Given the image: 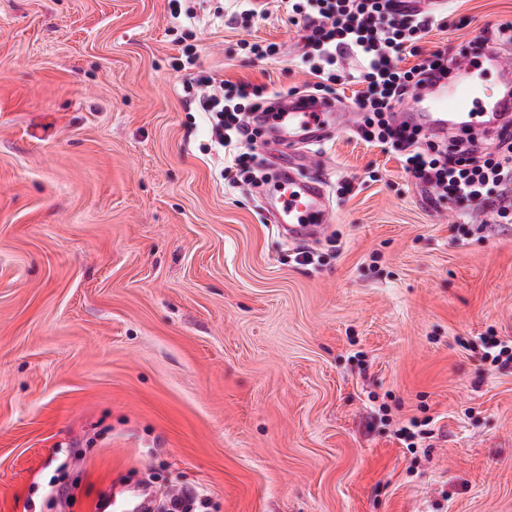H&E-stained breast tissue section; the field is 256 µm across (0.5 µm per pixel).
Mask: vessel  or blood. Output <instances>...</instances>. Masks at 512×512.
Wrapping results in <instances>:
<instances>
[{
    "instance_id": "1",
    "label": "vessel or blood",
    "mask_w": 512,
    "mask_h": 512,
    "mask_svg": "<svg viewBox=\"0 0 512 512\" xmlns=\"http://www.w3.org/2000/svg\"><path fill=\"white\" fill-rule=\"evenodd\" d=\"M417 98L426 102L425 111L407 115V125L433 129L453 123L457 140L471 138L493 107L482 95L478 83L449 78L447 85L420 88ZM257 121L268 139L290 146H307L324 141L347 128L349 113L330 97L291 94L277 99ZM264 201L279 228L292 241L317 236L330 222L328 194L324 180L291 167L278 170L264 190Z\"/></svg>"
}]
</instances>
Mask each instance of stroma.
I'll list each match as a JSON object with an SVG mask.
<instances>
[{
    "label": "stroma",
    "instance_id": "obj_1",
    "mask_svg": "<svg viewBox=\"0 0 512 512\" xmlns=\"http://www.w3.org/2000/svg\"><path fill=\"white\" fill-rule=\"evenodd\" d=\"M286 2L194 0L200 70L314 83ZM443 9L422 54L512 22ZM174 24L168 0H0V512H98L115 482L203 512H512V367L462 346L512 339V227L353 126L307 146L331 222L289 241L221 180ZM206 495L198 492H184L171 496L164 508L166 512H191L197 511L198 506L204 507Z\"/></svg>",
    "mask_w": 512,
    "mask_h": 512
}]
</instances>
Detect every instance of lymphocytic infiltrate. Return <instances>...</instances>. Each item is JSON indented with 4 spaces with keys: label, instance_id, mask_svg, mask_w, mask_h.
<instances>
[{
    "label": "lymphocytic infiltrate",
    "instance_id": "obj_1",
    "mask_svg": "<svg viewBox=\"0 0 512 512\" xmlns=\"http://www.w3.org/2000/svg\"><path fill=\"white\" fill-rule=\"evenodd\" d=\"M291 11L310 30L301 60L312 65L315 91L333 94L346 54L361 60L356 104L365 114L363 139L367 144L396 149L406 173L458 204L486 203L494 187L512 191V128L498 132L501 149L494 154L473 138L443 149L425 141L420 129L388 119L395 104L411 90L447 77L451 66L447 56L438 52L410 68L399 66L405 54L416 52V43L424 34L446 25L445 17L434 11L404 12L396 9L394 0H291ZM182 54L179 67L187 75L185 86L194 91L198 110L208 116L212 142L237 149L222 169V178L231 185L249 181L257 137L248 115L261 108L257 87L215 84L213 78L198 74L193 47L183 48Z\"/></svg>",
    "mask_w": 512,
    "mask_h": 512
}]
</instances>
